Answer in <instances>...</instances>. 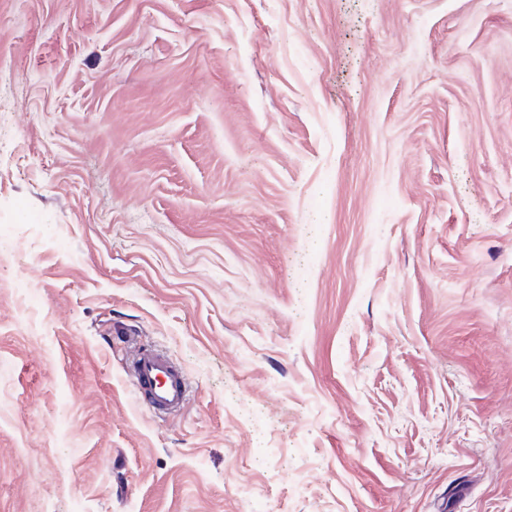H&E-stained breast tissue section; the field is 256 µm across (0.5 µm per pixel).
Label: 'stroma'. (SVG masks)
<instances>
[{"mask_svg": "<svg viewBox=\"0 0 512 512\" xmlns=\"http://www.w3.org/2000/svg\"><path fill=\"white\" fill-rule=\"evenodd\" d=\"M0 512H512V0H0ZM126 371L132 377L138 403L158 412L173 411L183 405L186 378L182 369L167 356L152 350L138 351Z\"/></svg>", "mask_w": 512, "mask_h": 512, "instance_id": "1", "label": "stroma"}]
</instances>
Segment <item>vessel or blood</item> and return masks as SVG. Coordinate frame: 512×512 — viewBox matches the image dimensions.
<instances>
[{
	"mask_svg": "<svg viewBox=\"0 0 512 512\" xmlns=\"http://www.w3.org/2000/svg\"><path fill=\"white\" fill-rule=\"evenodd\" d=\"M138 403L158 412L180 408L187 393L182 369L167 356L152 350L137 352L127 368Z\"/></svg>",
	"mask_w": 512,
	"mask_h": 512,
	"instance_id": "1",
	"label": "vessel or blood"
}]
</instances>
